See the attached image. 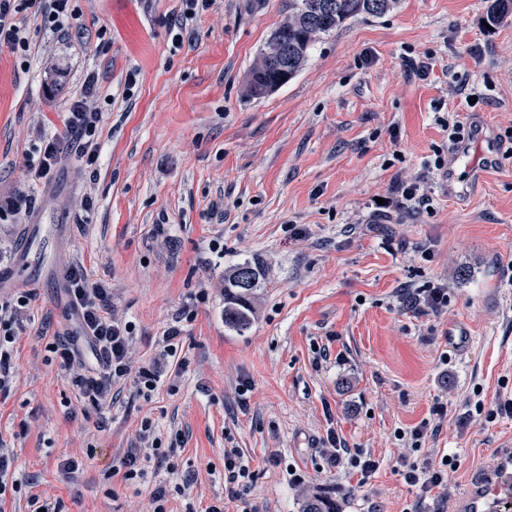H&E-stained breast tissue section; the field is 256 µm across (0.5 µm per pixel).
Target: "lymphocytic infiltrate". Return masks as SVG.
I'll use <instances>...</instances> for the list:
<instances>
[{
  "label": "lymphocytic infiltrate",
  "mask_w": 512,
  "mask_h": 512,
  "mask_svg": "<svg viewBox=\"0 0 512 512\" xmlns=\"http://www.w3.org/2000/svg\"><path fill=\"white\" fill-rule=\"evenodd\" d=\"M72 0H0V47L19 57L29 50L18 14L31 12L40 17L45 28L59 31L76 18L78 11ZM100 86L96 75H88L84 93L69 108L66 129L79 133L82 140L80 158L90 167L99 159L96 103ZM71 308L75 314L72 331L55 336L51 351L60 359L65 370L71 371V382L82 398L94 406L102 407L112 399L116 382L132 374L128 361L129 327L112 318L111 304L104 289L90 285L82 268H71L67 273ZM30 303L29 293L17 295L15 300L0 304V394L7 393L12 369V351L16 341L15 325L21 311ZM90 349L94 367L80 369L83 349ZM453 462L433 463L430 459L402 460L400 474L404 481L420 492L445 485Z\"/></svg>",
  "instance_id": "1"
}]
</instances>
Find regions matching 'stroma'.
<instances>
[{
    "mask_svg": "<svg viewBox=\"0 0 512 512\" xmlns=\"http://www.w3.org/2000/svg\"><path fill=\"white\" fill-rule=\"evenodd\" d=\"M489 4L396 0L352 17L257 99L248 74L288 0H212L190 17L184 0H76L79 25L56 35L19 14L26 60L0 49V267L29 220L61 225L58 275L79 266L106 288L133 367L163 350L169 326L181 334L151 396L129 379L101 411L49 350L71 326L58 288H32L0 445L34 484L7 512H31L34 493L63 512H150L166 480L185 488L169 512H301L313 494L340 512H455L486 450L512 448L511 415L474 413L512 398V152L466 197L424 162L448 149L439 120L452 113L512 134V15L486 28ZM91 73L109 98L98 164L84 168L65 137L57 174L32 180L31 157L63 134ZM415 179L428 207L395 206L398 183ZM245 261L262 278L240 335L224 325V274ZM437 285L447 308L410 305ZM457 330L467 349L449 341ZM146 421L172 454L127 484L107 466L141 447ZM228 448L250 467L239 499ZM359 453L378 463L370 477L351 464ZM420 454L454 457L447 488L404 482L400 457ZM68 456L84 461L72 481L58 469Z\"/></svg>",
    "mask_w": 512,
    "mask_h": 512,
    "instance_id": "1",
    "label": "stroma"
}]
</instances>
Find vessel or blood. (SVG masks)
I'll return each mask as SVG.
<instances>
[{
	"label": "vessel or blood",
	"instance_id": "b4317fda",
	"mask_svg": "<svg viewBox=\"0 0 512 512\" xmlns=\"http://www.w3.org/2000/svg\"><path fill=\"white\" fill-rule=\"evenodd\" d=\"M466 152L465 145H457L454 162L449 165L445 182L450 193L461 195L471 192L480 181L473 174L460 179L456 163ZM55 239L52 231L43 225L32 223L26 228L23 254L12 266L0 268V279L17 284H32L44 278L42 267L33 264L35 256L46 253ZM512 503V448H495L490 451L482 466L472 472L469 481L456 500V512H502Z\"/></svg>",
	"mask_w": 512,
	"mask_h": 512
}]
</instances>
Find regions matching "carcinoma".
Here are the masks:
<instances>
[{
  "label": "carcinoma",
  "instance_id": "cac0c4a2",
  "mask_svg": "<svg viewBox=\"0 0 512 512\" xmlns=\"http://www.w3.org/2000/svg\"><path fill=\"white\" fill-rule=\"evenodd\" d=\"M325 0H290L288 21L275 29L266 45L280 39L288 43V63L279 68L264 65L265 52L253 66L247 83L251 97H262L272 85H284L303 67L313 39L335 31L347 19L360 14L378 16L391 9L395 0H331L332 12L323 9ZM512 13V0H491L487 22L495 25ZM261 270L244 262L224 275V326L243 333L250 329L254 319L253 299L260 287ZM303 512H338L336 502L313 496L304 505Z\"/></svg>",
  "mask_w": 512,
  "mask_h": 512
}]
</instances>
